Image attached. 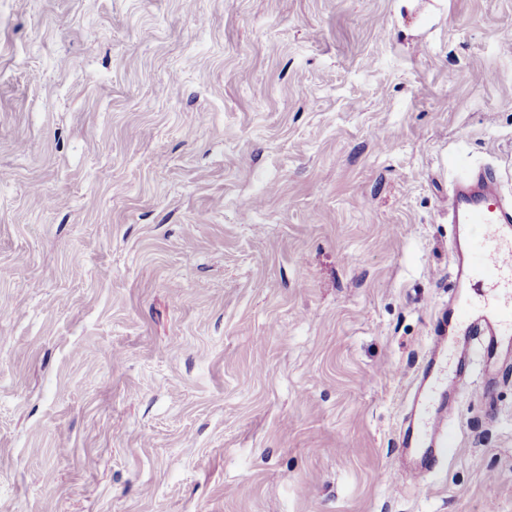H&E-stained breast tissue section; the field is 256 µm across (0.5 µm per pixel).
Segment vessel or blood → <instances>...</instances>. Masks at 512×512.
Listing matches in <instances>:
<instances>
[{"label": "vessel or blood", "mask_w": 512, "mask_h": 512, "mask_svg": "<svg viewBox=\"0 0 512 512\" xmlns=\"http://www.w3.org/2000/svg\"><path fill=\"white\" fill-rule=\"evenodd\" d=\"M448 221L463 232L466 252L457 261L462 289L449 315L440 316L439 329L416 376L410 412L403 422L400 453L412 469L401 476L419 478L448 455L452 440L446 405L449 387L460 384L452 371L461 345L479 344L485 362H492L502 345L512 342V202L506 201L497 174L484 169L458 181L452 192ZM483 291L473 303L469 291Z\"/></svg>", "instance_id": "1"}]
</instances>
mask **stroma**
<instances>
[{
  "instance_id": "35a3bbf8",
  "label": "stroma",
  "mask_w": 512,
  "mask_h": 512,
  "mask_svg": "<svg viewBox=\"0 0 512 512\" xmlns=\"http://www.w3.org/2000/svg\"><path fill=\"white\" fill-rule=\"evenodd\" d=\"M482 167L512 0H0V512H512V356L390 478Z\"/></svg>"
}]
</instances>
